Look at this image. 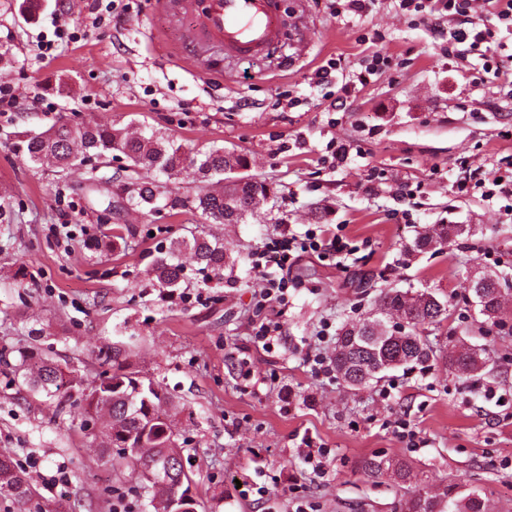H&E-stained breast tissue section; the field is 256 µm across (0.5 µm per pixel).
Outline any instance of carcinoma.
Wrapping results in <instances>:
<instances>
[{
  "mask_svg": "<svg viewBox=\"0 0 512 512\" xmlns=\"http://www.w3.org/2000/svg\"><path fill=\"white\" fill-rule=\"evenodd\" d=\"M15 154L24 162L53 167L64 171L81 165L85 156L107 158L114 153L124 156L128 169H155L169 177L181 172L187 161L183 146L162 134L131 133L124 128L86 121L80 127H71L66 121H56L43 131H24L16 135ZM205 177L217 178L220 188L197 197V208L202 214L221 224H237L254 214L275 195L274 188L245 174L249 167L246 154L214 148L192 159ZM454 224H435L420 233L413 250L424 251L448 244L451 237L470 233ZM191 254L204 278L224 279V271L234 270L238 258L234 250L220 240L209 241L193 235L171 240L166 249L158 251L147 269V276L162 292L173 294L184 282L186 268L182 256ZM469 294L482 285L479 313L488 321H495L502 308V292L509 291L512 280L504 277L466 279ZM380 314H398L406 320L408 330L399 336H387V325L379 317L367 318L361 323L343 328L333 356L336 372L352 387H359L400 367L412 368L430 361L433 352L420 339L417 329L425 324H439L448 317V302L429 291L414 295L398 289L381 292L378 302ZM120 352L107 356L112 362V374L98 378L88 388V406L99 414H107L98 446V459L111 466L131 464L138 469L146 462L162 459L174 451V434L170 415L162 409V398L152 389L153 382L124 372L118 362ZM449 364L464 371H478L485 365L480 354L463 347ZM27 383L37 392L53 396L66 385L76 383L67 379L58 364L43 360L24 373ZM365 473L377 477L388 471L406 476L408 465L399 459L374 456L362 463ZM140 490L154 512H166L163 496L166 490H147L149 483L137 475ZM33 486L24 477L21 468L8 456L0 457V500L10 502L18 512H31L30 496ZM400 512H488V505L472 491L464 494L458 486H447L439 494L418 492L400 505Z\"/></svg>",
  "mask_w": 512,
  "mask_h": 512,
  "instance_id": "1",
  "label": "carcinoma"
}]
</instances>
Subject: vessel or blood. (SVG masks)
<instances>
[{
  "mask_svg": "<svg viewBox=\"0 0 512 512\" xmlns=\"http://www.w3.org/2000/svg\"><path fill=\"white\" fill-rule=\"evenodd\" d=\"M167 10L193 15L184 46L191 55L208 47L244 59L274 53L282 38L278 0H160Z\"/></svg>",
  "mask_w": 512,
  "mask_h": 512,
  "instance_id": "b4317fda",
  "label": "vessel or blood"
}]
</instances>
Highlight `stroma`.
Here are the masks:
<instances>
[{"instance_id":"stroma-1","label":"stroma","mask_w":512,"mask_h":512,"mask_svg":"<svg viewBox=\"0 0 512 512\" xmlns=\"http://www.w3.org/2000/svg\"><path fill=\"white\" fill-rule=\"evenodd\" d=\"M23 5L0 0V83L15 98L0 112V455L19 464L44 512L143 510L130 491L135 473L94 455L101 420L80 390L49 397L16 369L25 352L87 385L117 347L125 369L165 396L197 512H396L414 493L458 482L491 512H512V296L497 327L465 289L474 270L512 273V196L457 188L462 163L512 159V86L468 45L449 63L448 17L401 10L399 0H370L359 14L337 11L336 0H281L276 55L213 50L189 62L185 20L161 14L156 0H41L29 14ZM376 51L391 68L352 84ZM332 58L341 69L319 79ZM74 115L159 132L191 156L244 152L249 175L277 195L267 213L219 224L196 207L213 186L196 166L172 179L141 171L140 181L166 188L141 206L124 157L60 179L15 154L17 133ZM339 143L349 157L336 167ZM434 224L473 232L410 252ZM316 227L341 228L356 253L340 267L301 257L283 314L256 310L263 280L253 257ZM189 229L240 254L220 281L187 263L183 293H204L201 303L162 298L146 274L158 249ZM116 230L124 240L114 250ZM386 288L447 300V319L421 332L435 361L359 388L312 374L315 352L333 355L342 328L367 317ZM269 320L279 323L270 350L254 340ZM463 343L486 350L480 374L449 366ZM401 419L417 447L399 437ZM309 443L328 450L324 476L303 454ZM371 456L412 469L371 478L361 469ZM61 467L67 484L48 487Z\"/></svg>"}]
</instances>
